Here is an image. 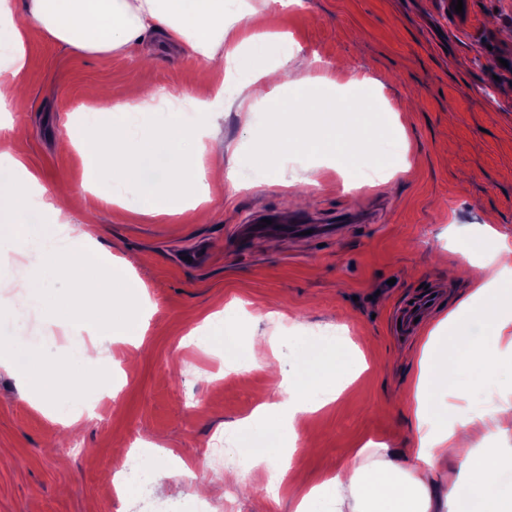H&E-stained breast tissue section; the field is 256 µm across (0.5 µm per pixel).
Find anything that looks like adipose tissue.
I'll use <instances>...</instances> for the list:
<instances>
[{
  "label": "adipose tissue",
  "instance_id": "ef3b65f1",
  "mask_svg": "<svg viewBox=\"0 0 512 512\" xmlns=\"http://www.w3.org/2000/svg\"><path fill=\"white\" fill-rule=\"evenodd\" d=\"M255 14L247 0H27L24 20L18 23L13 0H0V142L5 145L22 133L7 108L29 67L30 29H39L63 48L89 53L144 56L148 42L157 39L193 57L201 82H240L244 94L237 111L249 115L260 110L268 118V138L258 144L257 160L262 167L278 168L288 152L302 146L293 136L300 117L322 111L323 106L309 93L310 76L293 79L280 69V61L289 56L288 43L275 34H257ZM219 56L224 59L220 69L214 65ZM289 82L297 88V96L280 98V88ZM200 107L189 88L166 95L152 88L141 90L119 106V120L104 135L84 142L85 181L95 186L101 200L118 205L121 197L102 178L104 172H112L138 189V212L156 217L182 213L190 201L198 205L212 201L224 187V148L209 132L191 131L182 120L184 112ZM139 112L159 113L160 126L133 135L124 117ZM71 206L70 198L40 184L13 153L0 152V239L17 236L23 254L44 258L61 276L74 268L59 227ZM20 215L26 221L19 226L15 219ZM74 286L82 290L83 299L53 301L45 283L0 271V290L23 296L28 308L59 323L95 325L102 330L100 336L79 341L77 361L72 364L53 358L45 342L22 340L18 320H0V367L21 379L27 400L61 414L71 426L79 422L82 411L60 402V395H85L100 386L94 365L109 344L135 348L142 344V319L118 311L115 298L141 305L148 302L138 281L116 273L111 253L103 250L84 263ZM509 307L512 283L498 288L494 301L479 308L461 302L440 321L419 353L416 418L421 431L401 452L383 460L368 464L353 458L335 476L311 487L296 512H428L436 466L459 448L461 440L447 429L430 433L423 426L436 410L438 393L455 383L460 367L477 374L488 372V349L503 339L499 311ZM470 320L485 322L488 335L458 342L452 335L454 328ZM346 365L336 353L313 347L307 366L294 377L292 405L260 404L238 421V428L250 429L283 411L292 418L315 411L317 405L307 395L309 386ZM505 467L502 460L481 461L462 482L459 498L446 501V512H466L471 500L478 502L480 512H502L512 501V488L496 497L489 491L497 487Z\"/></svg>",
  "mask_w": 512,
  "mask_h": 512
}]
</instances>
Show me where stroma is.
Instances as JSON below:
<instances>
[{
  "label": "stroma",
  "mask_w": 512,
  "mask_h": 512,
  "mask_svg": "<svg viewBox=\"0 0 512 512\" xmlns=\"http://www.w3.org/2000/svg\"><path fill=\"white\" fill-rule=\"evenodd\" d=\"M259 29L289 35L291 52L311 58L309 76L332 74L331 94L350 104L347 112L315 114L300 134L315 145L333 120L367 141L361 168L348 169L340 151L292 153L284 168L241 188L236 176L255 166V142L267 136L266 119L243 123L231 111L214 119L193 112L191 123L216 121L224 140L225 180L221 196L184 213L155 217L133 212L136 191L116 183L129 211L103 204L83 186L82 160L69 129L74 105L87 104L89 86L108 85L110 108L142 84L164 93L193 89L212 100L213 88L194 83L196 60L160 54L152 67L137 57L67 50L30 29L27 94L11 103L15 124L27 130L13 142L28 169L48 188L65 184L82 212L96 222L92 240L81 237L82 220L68 226L70 246L86 256L91 241L108 248L130 275H142L151 302L142 345L134 361L114 344L100 362L101 376L119 365L123 385L89 408L78 429L29 402L14 377L0 369V512H295L297 495L287 485L267 487L268 473L253 470L242 482L224 480L235 468L251 432L235 436L224 466L210 465V450L225 426L249 416L288 375L300 370L318 331L341 332L338 350L360 345L363 371L348 369L322 390L340 388L335 401L297 417L298 436L288 455L291 473L304 486L321 483L358 450L381 459L403 448L417 426L415 379L420 339L474 286L467 277L469 241H484L483 264L492 265L488 231L512 243V0H482L473 13L455 12L451 0H302L293 7L250 0ZM364 74L373 86L363 94L348 82ZM387 169V178L366 182L362 169ZM307 213L325 224L351 216L334 237H288L279 233L239 240L238 229L257 212L287 219ZM196 252V261L183 256ZM438 305L418 336L397 340L390 318L402 301L427 290ZM0 309L18 310L33 338H46L50 353L74 354L73 328L47 325L24 312L15 298L0 297ZM223 312L227 347L206 349L182 340L205 318ZM272 339L262 368L228 376L226 354L251 362L253 339ZM493 369L476 377L460 368L450 396L437 400L431 429L449 427L468 440L457 456L440 463L434 500L455 495L457 484L481 460L484 449L512 456V433L495 436L467 419L512 402V349L497 346ZM146 442L193 462L191 474L153 482L149 499L114 497L112 474L123 452Z\"/></svg>",
  "instance_id": "1"
}]
</instances>
